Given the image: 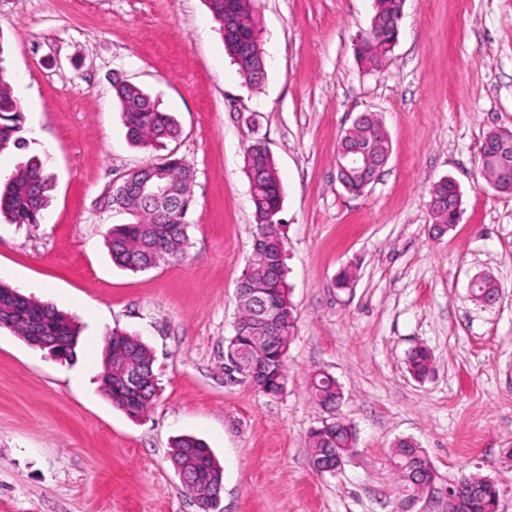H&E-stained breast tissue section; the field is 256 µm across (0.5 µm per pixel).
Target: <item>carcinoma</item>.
Returning <instances> with one entry per match:
<instances>
[{
	"label": "carcinoma",
	"instance_id": "1",
	"mask_svg": "<svg viewBox=\"0 0 512 512\" xmlns=\"http://www.w3.org/2000/svg\"><path fill=\"white\" fill-rule=\"evenodd\" d=\"M405 0H374L373 19L382 27L370 25L356 49L359 60L367 67L379 68L390 52L389 44L397 39L403 18ZM208 9L218 24L224 47L238 68L244 83L260 88L265 75L259 71L263 51L255 17V0H208ZM231 26L224 28V20ZM126 135L129 141L143 149L160 150L169 141L177 140L181 128L175 117L161 112L150 96L138 86L118 80L113 84ZM378 119L368 121L352 133L345 132L339 141L340 150L347 149L353 135L363 137L375 154L391 148L390 140L377 137ZM23 115L14 98L8 76L0 66V152L10 148L22 149ZM484 176L494 175L504 165L512 167V144L488 148L478 156ZM245 165L249 166L251 197L254 206L257 236L262 238L261 249L252 253L251 273L236 288L238 316L227 348V357H236L246 372L261 371L258 385L265 392L279 393L287 384V361L290 340L294 334L296 315L289 297L286 267L281 259L284 250L282 224L277 219L281 211L282 188L273 159L262 144L256 142L246 150ZM159 181L170 188V198L189 197L193 180L191 165L168 153L148 164ZM54 190L52 175L45 161L34 155L20 165L5 181H0V217L10 224H39L43 211L49 206ZM431 190L441 197L432 213L440 224H453L457 214L448 211V198L457 196L450 181H439ZM112 204L127 216V222L106 232V244L117 265L132 271H146L158 265L160 258H176L186 244L185 214L155 201L140 200L127 195L124 185L112 191ZM0 327L17 335L62 336L65 347H52L50 352L65 358L73 355L77 330L71 318L53 306L21 294L12 286L0 282ZM103 389L112 404L132 419L144 416L159 396V382L154 369V356L139 338L126 331L114 329L108 333L104 346ZM408 372L423 380L434 370V358L424 346L414 347L407 356ZM142 371L144 378L132 388L126 373ZM312 402L323 408L341 398V388L329 374L318 372L310 383ZM356 447L353 428L338 417L314 428L309 433L310 460L314 470L322 469L329 458H346ZM171 460L187 473L191 485L208 479L218 483L223 469L206 443L191 435L175 439ZM389 463L396 475L395 500L404 504L415 498L424 483L437 480L436 473L424 451L405 439L396 441L389 454ZM460 486L451 492L448 512H496L499 492L497 486L481 477L462 473Z\"/></svg>",
	"mask_w": 512,
	"mask_h": 512
}]
</instances>
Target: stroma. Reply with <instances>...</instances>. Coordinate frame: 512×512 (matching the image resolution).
Masks as SVG:
<instances>
[{
	"label": "stroma",
	"mask_w": 512,
	"mask_h": 512,
	"mask_svg": "<svg viewBox=\"0 0 512 512\" xmlns=\"http://www.w3.org/2000/svg\"><path fill=\"white\" fill-rule=\"evenodd\" d=\"M373 14V0H259L266 77L254 90L204 0H0V64L27 140L0 153V173L47 153L55 180L40 224L0 222V281L81 328L68 361L0 328V512H199L170 461L183 434L223 467L219 512H392L398 438L440 480L490 478L498 512H512V195L477 167L484 137L512 127V0H405L375 71L356 56ZM118 78L175 116L167 148L195 172L183 255L137 273L113 265L104 235L126 221L113 189L155 153L127 139ZM364 112L381 116L392 152L355 197L336 148ZM257 140L282 185L297 316L275 398L224 370L253 247L244 155ZM446 176L461 219L439 235L429 188ZM348 266L356 281L338 290ZM482 274L500 287L489 306L468 292ZM115 328L154 355L160 395L137 421L101 386ZM418 345L435 358L423 382L406 368ZM317 371L341 385L357 432L333 476L310 462L308 433L328 418L308 395Z\"/></svg>",
	"instance_id": "obj_1"
}]
</instances>
